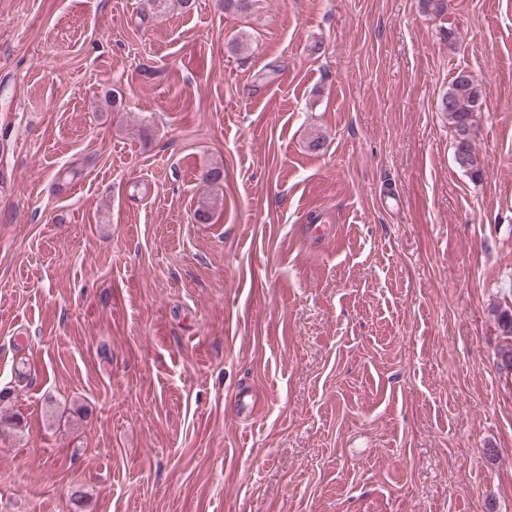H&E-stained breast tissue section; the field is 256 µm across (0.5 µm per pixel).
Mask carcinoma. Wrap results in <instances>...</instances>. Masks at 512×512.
I'll return each instance as SVG.
<instances>
[{
	"label": "carcinoma",
	"instance_id": "carcinoma-1",
	"mask_svg": "<svg viewBox=\"0 0 512 512\" xmlns=\"http://www.w3.org/2000/svg\"><path fill=\"white\" fill-rule=\"evenodd\" d=\"M486 97L483 89L473 75L460 70L442 96L440 110L448 116V123L457 136L455 151L456 164L473 177L482 176V165L479 155L472 147L469 130L474 125V113L477 112ZM499 327L508 343L501 350L504 364L512 367V314L505 311L499 316Z\"/></svg>",
	"mask_w": 512,
	"mask_h": 512
}]
</instances>
